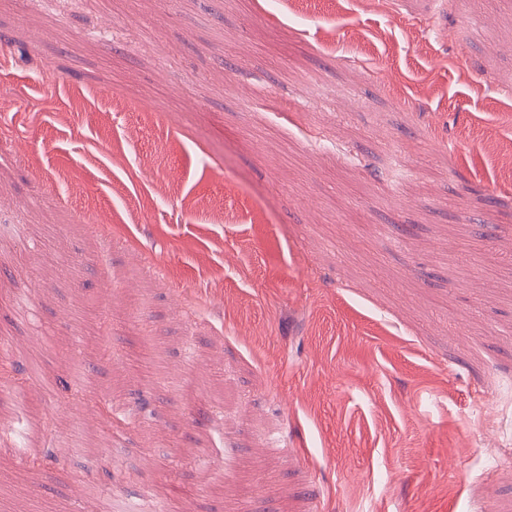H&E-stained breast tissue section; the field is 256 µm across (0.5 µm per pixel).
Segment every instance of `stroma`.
<instances>
[{"label": "stroma", "instance_id": "35a3bbf8", "mask_svg": "<svg viewBox=\"0 0 512 512\" xmlns=\"http://www.w3.org/2000/svg\"><path fill=\"white\" fill-rule=\"evenodd\" d=\"M0 338V512H512V0H0ZM170 385V391L182 398L208 395L205 385L202 383L198 368L192 360V356L188 360H184L182 369L167 379ZM89 423L82 417L76 416L68 421L65 432L57 439V447L65 448L69 455L77 452H84L86 449L100 451V454L109 453L112 455V443H107L103 447L95 446L89 443L87 435L89 433Z\"/></svg>", "mask_w": 512, "mask_h": 512}]
</instances>
